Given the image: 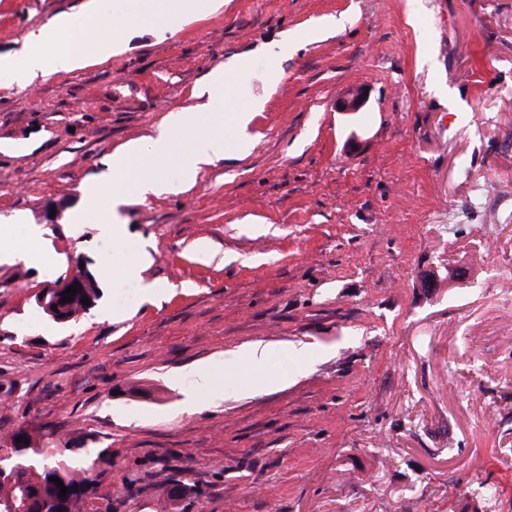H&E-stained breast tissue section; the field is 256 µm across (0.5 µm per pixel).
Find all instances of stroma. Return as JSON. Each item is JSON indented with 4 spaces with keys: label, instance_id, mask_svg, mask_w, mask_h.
Returning a JSON list of instances; mask_svg holds the SVG:
<instances>
[{
    "label": "stroma",
    "instance_id": "obj_1",
    "mask_svg": "<svg viewBox=\"0 0 512 512\" xmlns=\"http://www.w3.org/2000/svg\"><path fill=\"white\" fill-rule=\"evenodd\" d=\"M80 2L0 0V54ZM419 2L224 0L74 73L0 74V215L25 217L15 250L32 224L49 246L0 265L1 441L79 445L112 512H168L176 479L178 512H512V0ZM242 55L248 150L123 211L175 287L144 300L96 213L73 228L82 186ZM81 259L102 297L53 323L35 295ZM447 266L469 282L421 287ZM258 342L268 374L300 345L305 370L248 388ZM198 364L224 399L189 413Z\"/></svg>",
    "mask_w": 512,
    "mask_h": 512
}]
</instances>
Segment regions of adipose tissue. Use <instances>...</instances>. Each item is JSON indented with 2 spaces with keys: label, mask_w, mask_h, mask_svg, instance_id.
<instances>
[{
  "label": "adipose tissue",
  "mask_w": 512,
  "mask_h": 512,
  "mask_svg": "<svg viewBox=\"0 0 512 512\" xmlns=\"http://www.w3.org/2000/svg\"><path fill=\"white\" fill-rule=\"evenodd\" d=\"M222 6L223 0H82L78 9L58 13L47 24L28 32L19 53L0 56V72L9 73L22 85L51 73H71L91 62L111 58L114 50L122 47L135 17L150 16L159 27L169 29ZM105 17L113 22V36L91 37L95 21ZM44 44L52 46V53H40ZM251 117L247 109L230 111L219 123L195 112L169 113L152 135L130 140L116 149L105 171L85 184V206L98 210L100 235L132 248L135 260L126 266L124 275L138 281L147 298H155L162 289L157 281L143 277L152 262L151 254L146 243L129 241L122 207L134 199L189 190L204 166L223 159L231 150L244 148ZM107 184L112 187V196L103 205L99 202L100 189ZM188 378L191 386L185 393L186 409L223 400L224 392L214 370L195 367Z\"/></svg>",
  "instance_id": "ef3b65f1"
}]
</instances>
